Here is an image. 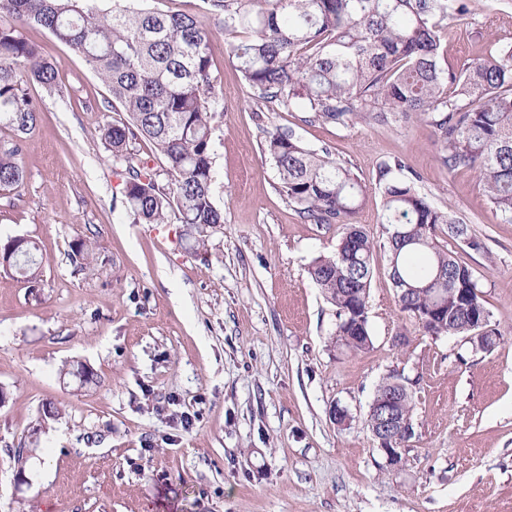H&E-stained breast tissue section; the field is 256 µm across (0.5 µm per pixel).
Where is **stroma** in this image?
I'll return each mask as SVG.
<instances>
[{"instance_id":"1","label":"stroma","mask_w":512,"mask_h":512,"mask_svg":"<svg viewBox=\"0 0 512 512\" xmlns=\"http://www.w3.org/2000/svg\"><path fill=\"white\" fill-rule=\"evenodd\" d=\"M123 2L196 17L211 33L224 222L198 254L183 246L184 225L134 223L126 166L101 139L123 108L80 53L27 29L59 78L31 86L40 122L24 142L25 179L0 194V241L27 237L43 258L35 284L0 267V512H512V223L474 171L442 164L424 120L336 125L258 102L230 56L234 35L206 0ZM488 4L451 24L442 65L512 43V0ZM276 128L358 176L355 221L374 237L379 175L397 161L395 178L457 212L480 247L443 243L484 284L494 352L424 335L401 313L381 250L367 309L373 344L337 347L336 309L307 267L334 252L342 230L289 205L263 150ZM81 238L95 251L76 262ZM81 365L94 373L89 384L71 375ZM395 370L415 381V435L391 468L367 413ZM48 402L56 419L41 417ZM338 405L347 425L334 421Z\"/></svg>"}]
</instances>
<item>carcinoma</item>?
<instances>
[{"label":"carcinoma","instance_id":"obj_1","mask_svg":"<svg viewBox=\"0 0 512 512\" xmlns=\"http://www.w3.org/2000/svg\"><path fill=\"white\" fill-rule=\"evenodd\" d=\"M236 34L231 53L254 96L277 99L344 125L387 122L414 114L431 121L448 170H474L486 196L512 222V46L458 69L441 66L448 22L474 11L473 0H208ZM38 26L77 50L126 112L103 127L112 160L126 164L125 203L135 221L188 226L189 249H204L208 229L224 223L212 185L213 120L224 101L215 87L209 36L197 19L113 6L93 0H0V191L24 180L22 142L37 126L40 107L29 87H53L59 64L43 57L24 30ZM147 141L167 163V184L134 164V145ZM264 152L281 192L304 221L339 224L343 235L330 255L307 267L311 281L336 307L337 336L362 353L371 347L363 299L369 298L374 253L395 267L388 274L401 312L430 336L438 326L420 314L452 309L445 334L467 336L472 319L456 305L455 289H473V309L491 318L483 284L471 268L441 245L437 229L478 249L468 224L440 208L409 182L381 172L386 200L378 242L354 223L363 189L350 169L329 153L308 149L291 132H266ZM36 243L11 237L0 259L36 283L41 259Z\"/></svg>","mask_w":512,"mask_h":512}]
</instances>
